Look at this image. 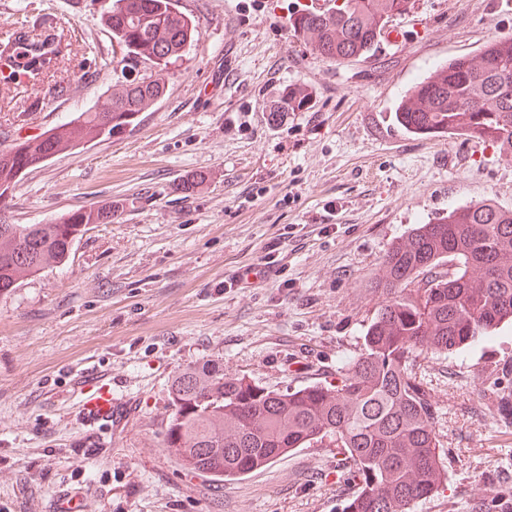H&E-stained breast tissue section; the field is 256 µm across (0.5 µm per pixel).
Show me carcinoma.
Wrapping results in <instances>:
<instances>
[{
    "label": "carcinoma",
    "instance_id": "1",
    "mask_svg": "<svg viewBox=\"0 0 512 512\" xmlns=\"http://www.w3.org/2000/svg\"><path fill=\"white\" fill-rule=\"evenodd\" d=\"M409 0H344L323 11L289 20L302 35L312 27L325 40L312 46L319 57L348 60L371 53L381 27ZM102 20L120 48L124 75L151 69L150 81L135 77L109 113L86 109L37 140L0 150V188H10L19 172L43 156L74 148L132 124L160 98V74L181 60L199 39L194 19L171 0H112ZM54 57L23 65L20 79L52 95L60 83L44 75L59 64L67 45L53 35ZM483 65L470 69L452 59L438 83L424 80L409 92L425 91L435 109L412 117L398 111L397 122L415 135L459 130L457 115L469 112L474 125L500 154L512 156V49L491 42ZM309 100L291 88L269 111L299 112ZM112 223V206L79 208L52 224H0V291L65 263L75 240L89 224ZM477 264L483 290L470 289ZM425 279H420V276ZM373 287L386 300L364 334L361 353L338 362L340 384H313L280 393L246 377L229 376L207 361L188 367L172 381L173 407L165 431L166 448L181 467L216 483L268 466L296 448L328 442L356 466L361 490L344 512H413L439 487L442 476L430 395L413 372L414 358L427 352H456L512 324V210L491 201L460 206L437 224H419L385 255Z\"/></svg>",
    "mask_w": 512,
    "mask_h": 512
}]
</instances>
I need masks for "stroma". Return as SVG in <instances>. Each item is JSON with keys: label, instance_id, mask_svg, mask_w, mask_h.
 <instances>
[{"label": "stroma", "instance_id": "35a3bbf8", "mask_svg": "<svg viewBox=\"0 0 512 512\" xmlns=\"http://www.w3.org/2000/svg\"><path fill=\"white\" fill-rule=\"evenodd\" d=\"M112 0H0V42L52 14L71 46L64 89L25 113L0 79V149L92 107L125 80L101 15ZM328 0H175L200 36L163 95L121 132L56 154L0 202L10 224L111 206L66 263L0 293V512H52L81 486L85 512H342L361 484L341 449L315 444L214 487L164 448L168 390L209 360L285 392L338 384L383 295L387 251L418 224L485 200L512 209V159L462 135L418 136L393 114L407 89L452 58L512 37V0H410L368 56L317 57L289 26ZM237 35L226 40V28ZM307 109L270 122L291 87ZM204 180L193 188L192 175ZM280 262L263 281L229 272ZM413 368L435 407L448 473L417 512H512V326ZM98 373L126 415L83 425L74 381Z\"/></svg>", "mask_w": 512, "mask_h": 512}]
</instances>
